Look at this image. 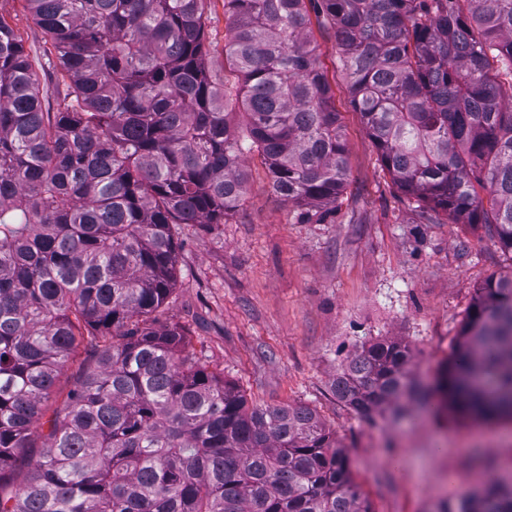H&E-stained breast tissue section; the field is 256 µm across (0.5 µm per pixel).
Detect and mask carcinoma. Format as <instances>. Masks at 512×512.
Returning a JSON list of instances; mask_svg holds the SVG:
<instances>
[{
    "label": "carcinoma",
    "instance_id": "1",
    "mask_svg": "<svg viewBox=\"0 0 512 512\" xmlns=\"http://www.w3.org/2000/svg\"><path fill=\"white\" fill-rule=\"evenodd\" d=\"M25 2L67 103L44 107L0 17V512H372L313 409L249 404L152 315L175 284L177 226L224 223L248 156L284 203L344 190L346 133L314 22L334 29L398 189L488 225L512 255V0H224L222 81L205 65L203 0ZM86 335L102 343L96 364L16 484V457ZM409 363L400 341L364 345L334 392L368 416L412 390ZM418 400L512 420L511 272L480 289ZM438 512H512V482L456 491Z\"/></svg>",
    "mask_w": 512,
    "mask_h": 512
}]
</instances>
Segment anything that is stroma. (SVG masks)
<instances>
[{
  "label": "stroma",
  "instance_id": "1",
  "mask_svg": "<svg viewBox=\"0 0 512 512\" xmlns=\"http://www.w3.org/2000/svg\"><path fill=\"white\" fill-rule=\"evenodd\" d=\"M207 67L224 75V0H203ZM20 35L41 95L53 96L51 41L24 0H0ZM345 128L348 183L335 203L282 204L258 156L247 191L223 223L177 228V277L161 319L256 405L308 406L335 433L373 512H435L449 485L479 488L512 473V434L494 422L419 412L409 396L364 418L333 381L362 344L408 345L413 381L428 383L450 358L479 288L504 257L482 224L426 218L381 166L352 104L332 31L314 29ZM96 352L82 342L46 408H62Z\"/></svg>",
  "mask_w": 512,
  "mask_h": 512
}]
</instances>
